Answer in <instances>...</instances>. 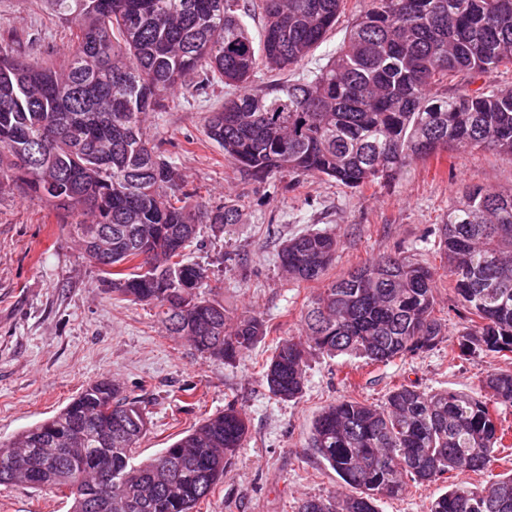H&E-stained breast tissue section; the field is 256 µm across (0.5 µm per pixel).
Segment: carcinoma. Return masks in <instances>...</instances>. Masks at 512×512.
<instances>
[{"mask_svg":"<svg viewBox=\"0 0 512 512\" xmlns=\"http://www.w3.org/2000/svg\"><path fill=\"white\" fill-rule=\"evenodd\" d=\"M70 25L60 59L23 58L0 39V182L8 180L69 224L85 254L111 259L112 292L151 305L168 335L232 363L267 334L256 315L230 316L208 297L206 270L184 261L200 224L238 222L228 202L191 208L186 180L150 138L145 114L186 77L239 89L207 113V136L254 180L316 174L350 188L393 180L413 159L450 147L512 155V89L476 85L512 67V0H370L328 62L253 89L260 70L299 67L326 41L345 0H42ZM263 18L255 38L247 17ZM462 78L470 88L448 92ZM36 150L15 172L19 151ZM448 281L469 314L461 356L512 354V194L467 188L439 229ZM337 240L308 232L278 259L299 281L322 280ZM434 268L382 256L321 289L305 335L278 341L264 368L282 400L301 396L314 354L369 363L434 350ZM486 396L400 384L377 406L341 400L313 423L311 443L346 493L311 497L299 512H378L406 478L424 484L478 473L503 447L500 408L512 407V370L486 375ZM147 431L138 402L109 378L89 383L52 417L0 442V485L67 489L70 512H192L224 480L247 435L229 406L153 459L135 461ZM428 512H512V473L465 482Z\"/></svg>","mask_w":512,"mask_h":512,"instance_id":"1","label":"carcinoma"}]
</instances>
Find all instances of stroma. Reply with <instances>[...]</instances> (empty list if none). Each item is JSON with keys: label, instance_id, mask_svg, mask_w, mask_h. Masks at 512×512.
I'll use <instances>...</instances> for the list:
<instances>
[{"label": "stroma", "instance_id": "stroma-1", "mask_svg": "<svg viewBox=\"0 0 512 512\" xmlns=\"http://www.w3.org/2000/svg\"><path fill=\"white\" fill-rule=\"evenodd\" d=\"M347 0L327 40L302 64L325 65L346 30L368 8ZM19 55L61 57L68 28L40 0H0V36ZM213 83L198 91L186 79L165 106L146 116L151 137L182 169L189 189L210 205L242 203L238 223L200 225L187 259L207 270L213 294L232 315L255 314L269 333L235 363L201 356L168 337L152 307L116 296L103 283L61 218L12 183L0 184V440L8 441L63 408L88 383L111 378L149 418L137 457H155L202 419L234 405L248 434L224 480L194 512H298L304 499L336 492L339 480L311 446L316 415L342 399L383 404L399 384L426 391L477 393L488 371L507 361H449L466 325L447 277L436 284L435 313L445 338L433 351L368 364L350 355H316L305 390L284 401L268 391L263 364L279 340L302 333V315L320 291L289 277L278 252L307 231L334 234L338 246L327 280L377 256L402 253L442 268L437 233L466 185L512 189V156L483 149L412 161L390 182L354 190L322 176L282 174L255 182L233 170L204 135V118L234 95ZM55 490L0 485V512H69Z\"/></svg>", "mask_w": 512, "mask_h": 512}]
</instances>
